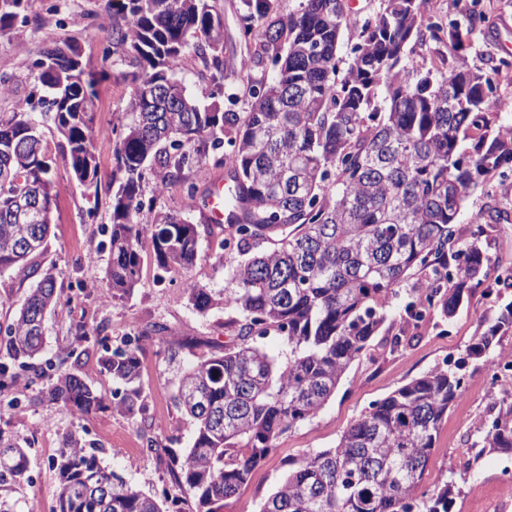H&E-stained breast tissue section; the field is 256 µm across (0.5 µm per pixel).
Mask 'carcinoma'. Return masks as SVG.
Segmentation results:
<instances>
[{
	"instance_id": "cac0c4a2",
	"label": "carcinoma",
	"mask_w": 512,
	"mask_h": 512,
	"mask_svg": "<svg viewBox=\"0 0 512 512\" xmlns=\"http://www.w3.org/2000/svg\"><path fill=\"white\" fill-rule=\"evenodd\" d=\"M27 0H0V30ZM480 0L463 4L443 26L425 15L424 0H383L361 25L342 66L344 0H301L286 16L271 0H244L241 35L253 69L277 68L269 80L248 81L249 111L234 110L238 96L222 92L224 29L210 0H130L123 22L112 26L113 45L142 71L130 98L132 120L112 126L116 137L112 222L104 227L107 288L101 304L114 306L139 281L141 253L158 271L187 274L200 243L188 213L174 214L145 199L144 172L155 191L202 165L208 149H224L230 170L224 208L226 232L217 260L235 253L224 297L191 281L192 309L233 313L228 340L196 357L176 376L174 401L194 421L185 452L169 456L172 483L187 499L146 494L100 464L82 436L67 433L49 462L58 482L59 512H223L240 498L252 471L276 450L284 432L315 418L349 367L367 350L385 321L395 288L417 269L432 308L448 318L465 293L487 296L512 288V267L487 252L502 220L492 193L495 177L512 175V127L499 124L494 76L512 67V55L491 58L486 69L448 59L445 38L471 34L486 22ZM434 46V61L414 65L408 46ZM211 73L205 87L225 108L200 107L172 78L187 54ZM34 67L36 91L0 115V272L40 275L20 307L0 326L8 360H0V394L23 374L45 381L35 402H63L82 415L112 408L133 417L146 407L141 344L109 350L106 336L73 326L63 364L41 361L43 325L56 308V280L34 258L45 254L51 222L20 224L12 217L19 188L52 202L54 161L43 147L42 117L53 119L63 157L88 196L98 197L96 134L90 99L106 73H88L77 47L45 49ZM40 145L31 156L29 147ZM489 199L465 239L459 217L476 190ZM512 328V304L477 336L466 356L370 404L336 447L288 463L289 469L259 512H451L450 485L432 495L421 482L448 407L464 388L470 359L489 353L500 331ZM276 335L288 345L278 363L262 348ZM100 347L98 363L121 384L107 400L80 375L82 344ZM477 424L482 448L512 450V402ZM146 450L162 460V442L149 426L138 429ZM29 479L26 446L0 438V486Z\"/></svg>"
}]
</instances>
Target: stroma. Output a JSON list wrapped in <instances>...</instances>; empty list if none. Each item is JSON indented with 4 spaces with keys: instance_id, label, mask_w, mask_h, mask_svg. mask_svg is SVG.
I'll return each instance as SVG.
<instances>
[{
    "instance_id": "stroma-1",
    "label": "stroma",
    "mask_w": 512,
    "mask_h": 512,
    "mask_svg": "<svg viewBox=\"0 0 512 512\" xmlns=\"http://www.w3.org/2000/svg\"><path fill=\"white\" fill-rule=\"evenodd\" d=\"M126 0H28L24 19L15 20L0 30V79L9 91L0 97V112L15 110L35 86L34 63L51 44L78 46L86 71H106L108 77L94 88L92 109L94 123L108 127L127 122L132 88L139 75L122 51L112 45V25L126 14ZM217 11L224 27L223 55L226 91L236 93L237 111L248 109L247 49L240 39L239 17L243 0H217ZM481 8L490 19L489 28L452 48L457 60L473 68L485 67L489 58L500 56L504 43H512V0H481ZM43 143L55 158L52 234L45 255L56 279L58 307L45 318V351L48 357H60L72 342L70 326L84 323L88 330H100L113 342H120L131 326H164L162 339L146 343L140 355L142 389L146 412L158 427L164 444L177 455L189 447L195 427L174 403V380L188 353L169 357L167 349L180 342L225 341L227 312L216 309L199 315L189 306L181 276L168 274L156 279L152 254H143L140 281L122 303L102 306L98 295L106 286L107 253L98 251L100 229L109 224L112 204L113 138L94 141L99 163L100 187L97 201L86 199L71 171L61 162V136L53 123L42 129ZM217 152H210L202 165L185 173L181 183L168 185L156 193L154 176H146L145 197H156L164 209L183 212L187 185H195L198 199H205L214 179L227 178L225 167L216 163ZM219 235H202L192 271L193 278L215 294H222L228 284L232 255L220 253ZM221 254V253H220ZM425 274L413 271L399 288V294L385 306L386 320L372 339L366 353L355 361L341 379L334 395L319 415L279 437L277 449L253 471L244 497L261 504L281 483L288 459L336 447L342 434L368 408L395 389L410 383L447 360L462 357L475 336L492 325L496 313L494 298L483 289L469 294L454 318L441 310L431 311L420 322L409 321L405 304ZM402 335L400 347H393L394 335ZM468 393L448 408L439 428L430 460L424 473L423 490L433 491L447 482L461 486L452 512H499L500 483L505 468H512V451L477 454L472 447L476 420L492 413L494 399L512 400V380L496 387L486 383V366L475 362L466 370ZM35 389L28 380H20L13 390L22 406L12 413H0V437L28 442L29 474L27 481L0 487V497L11 500L15 512H58L57 480L48 461L57 454L63 435L81 434L99 447L103 467L116 471L144 492L178 494L169 475L155 459L141 456L142 446L133 420L125 413L105 410L79 416L63 403H29Z\"/></svg>"
}]
</instances>
